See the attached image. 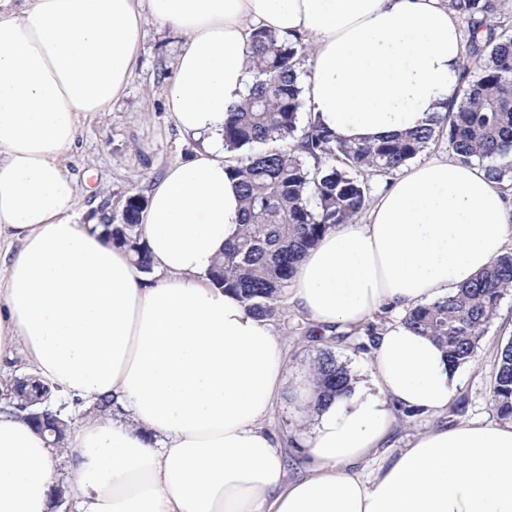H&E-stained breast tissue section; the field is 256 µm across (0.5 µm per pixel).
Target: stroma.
Segmentation results:
<instances>
[{
    "instance_id": "stroma-1",
    "label": "stroma",
    "mask_w": 512,
    "mask_h": 512,
    "mask_svg": "<svg viewBox=\"0 0 512 512\" xmlns=\"http://www.w3.org/2000/svg\"><path fill=\"white\" fill-rule=\"evenodd\" d=\"M180 48V40L168 30L149 25L126 94L110 112L90 114L81 120L78 143L64 164L78 182L75 210L77 223H121L126 199L134 194L148 195L153 182L173 163L192 157L200 147L198 140L179 132L170 122L164 107L166 79ZM274 325L285 349L290 382L307 377L309 364L320 350H331L344 363L352 377L366 379L369 356L357 351L364 334L347 339L308 335L305 315L285 308ZM512 341V291L501 299L497 312L479 342L473 361L460 367L459 385L453 405L443 413L398 414L393 435L394 447L401 448L413 436L438 425L455 426L474 419L494 420L490 385L497 354ZM276 435L289 434L306 440L311 421L299 401H282L265 421Z\"/></svg>"
}]
</instances>
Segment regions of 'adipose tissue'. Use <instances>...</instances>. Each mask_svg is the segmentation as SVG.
Wrapping results in <instances>:
<instances>
[{
  "mask_svg": "<svg viewBox=\"0 0 512 512\" xmlns=\"http://www.w3.org/2000/svg\"><path fill=\"white\" fill-rule=\"evenodd\" d=\"M152 23L182 39L165 107L202 148L151 188L144 274L73 222L63 158L82 117L125 93ZM258 29L308 38L306 109L353 142L429 125L459 88L448 0H0V512H50L61 475L71 512H512V425L435 427L380 456L396 407L441 413L458 384L408 310L512 245L501 185L444 156L402 168L296 267L288 302L313 326L389 319L349 396L303 391L308 469L289 477L264 426L287 380L281 340L207 277L239 229L224 119L253 83ZM15 360L84 409L64 449L10 406ZM104 397L111 416L92 415Z\"/></svg>",
  "mask_w": 512,
  "mask_h": 512,
  "instance_id": "obj_1",
  "label": "adipose tissue"
}]
</instances>
